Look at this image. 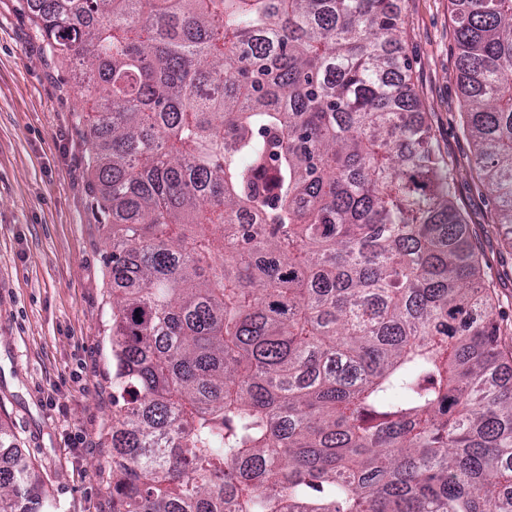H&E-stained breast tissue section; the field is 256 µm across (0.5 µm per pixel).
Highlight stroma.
<instances>
[{
    "label": "stroma",
    "instance_id": "stroma-1",
    "mask_svg": "<svg viewBox=\"0 0 512 512\" xmlns=\"http://www.w3.org/2000/svg\"><path fill=\"white\" fill-rule=\"evenodd\" d=\"M400 41L453 198L512 321V250L472 168L448 0H396ZM74 68L53 57L26 0H0V423L54 512H112V280Z\"/></svg>",
    "mask_w": 512,
    "mask_h": 512
}]
</instances>
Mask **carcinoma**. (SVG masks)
<instances>
[{"label":"carcinoma","instance_id":"carcinoma-1","mask_svg":"<svg viewBox=\"0 0 512 512\" xmlns=\"http://www.w3.org/2000/svg\"><path fill=\"white\" fill-rule=\"evenodd\" d=\"M95 110L112 512H512V359L393 0H26ZM512 247V0H451ZM0 425V512H51Z\"/></svg>","mask_w":512,"mask_h":512}]
</instances>
